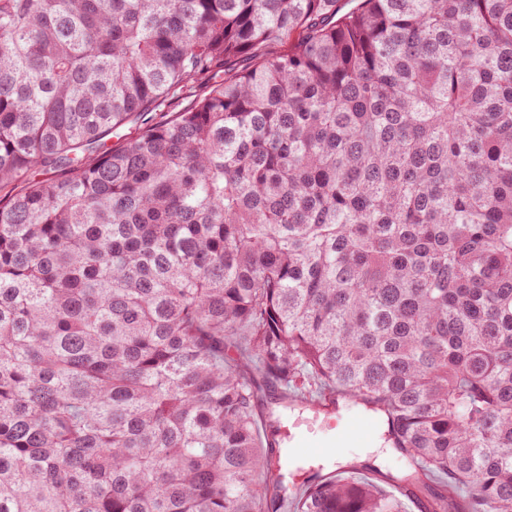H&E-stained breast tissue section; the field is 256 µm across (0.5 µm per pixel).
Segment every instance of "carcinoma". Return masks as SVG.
I'll return each mask as SVG.
<instances>
[{
    "label": "carcinoma",
    "mask_w": 512,
    "mask_h": 512,
    "mask_svg": "<svg viewBox=\"0 0 512 512\" xmlns=\"http://www.w3.org/2000/svg\"><path fill=\"white\" fill-rule=\"evenodd\" d=\"M9 184L0 512H405L284 486L258 376L512 512V0H0ZM193 86L195 87L190 91L191 93H187L172 101L165 102L155 111L149 112L146 116L148 118L147 121H151V123L163 121L171 114V112H177L185 107H188L193 102L195 98L194 95L201 93L203 90L200 81L194 83Z\"/></svg>",
    "instance_id": "carcinoma-1"
}]
</instances>
